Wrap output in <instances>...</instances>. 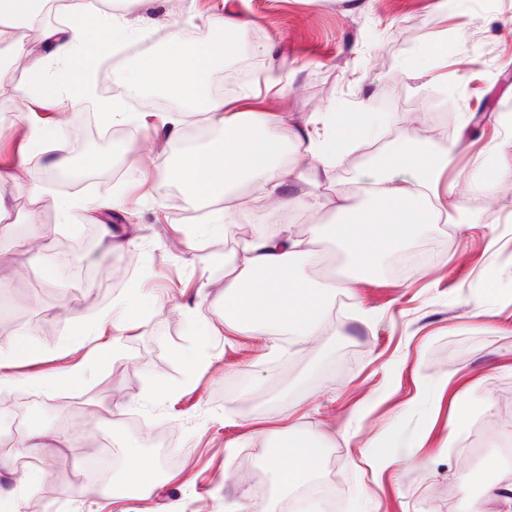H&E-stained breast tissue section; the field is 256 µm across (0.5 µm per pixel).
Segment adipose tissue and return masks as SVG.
Here are the masks:
<instances>
[{
	"label": "adipose tissue",
	"instance_id": "obj_1",
	"mask_svg": "<svg viewBox=\"0 0 512 512\" xmlns=\"http://www.w3.org/2000/svg\"><path fill=\"white\" fill-rule=\"evenodd\" d=\"M42 0H0V45L13 55L24 52L17 31L33 20ZM73 17L61 27L46 29L44 37L52 58L69 65L87 44H115L125 40L132 25L111 10H95L91 0H69ZM98 11L101 25L91 31L80 23L85 13ZM219 52L211 46H189L178 53V62L147 64L153 82L175 99L196 103L211 124L224 128L220 146H202L187 158H175L170 166L189 188L191 201L203 205L225 196L254 176H262L267 193L252 197L250 206L263 208L267 196H278L282 210L303 207L309 188L318 186V171L331 167L338 149H354L360 136L356 122L332 125L328 116L317 117V126L306 131L292 125L287 116L256 112L248 107H231L224 98L209 95L206 77L214 69ZM303 148L291 167L279 159L284 148ZM455 143H440L413 128L402 129L385 148L367 159L368 176L358 180L354 190L338 196L337 219L319 225L315 234L347 253L358 273L371 272L382 255L400 246L413 245L422 225L433 223L448 212L452 187L443 185L444 173L455 157ZM412 178L399 180L402 170ZM301 190L282 194L287 180ZM239 264L224 276L220 299L224 303L225 328L249 336L284 333L302 339L317 335L324 322L331 292H351L354 280L338 285L310 288L303 284L299 266L311 257L305 239L288 230L243 240L238 248ZM315 451L305 442L283 441L269 455L279 470L280 484L290 489L309 480L314 473ZM457 512H489L497 502L499 512H512V478L497 475L480 491L460 486Z\"/></svg>",
	"mask_w": 512,
	"mask_h": 512
}]
</instances>
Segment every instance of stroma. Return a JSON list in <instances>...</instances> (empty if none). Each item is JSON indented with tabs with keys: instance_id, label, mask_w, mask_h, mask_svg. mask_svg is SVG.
<instances>
[{
	"instance_id": "stroma-1",
	"label": "stroma",
	"mask_w": 512,
	"mask_h": 512,
	"mask_svg": "<svg viewBox=\"0 0 512 512\" xmlns=\"http://www.w3.org/2000/svg\"><path fill=\"white\" fill-rule=\"evenodd\" d=\"M112 11L140 21L95 70L99 98L133 117L111 125L113 143L77 149L52 119L75 93L43 38L61 23L54 7L19 31L25 59L44 62L50 97L21 107L15 74L0 77V168L23 160L43 170L41 142L54 138L80 153L87 172L73 191L44 178L34 190L0 191L9 222L0 235V351L19 378L0 395V419L19 422L23 439L33 428L56 430L72 412L83 418L66 444L0 447V506L39 512L50 501L54 512H112L80 496L77 479L88 441L103 432L114 453L134 447L161 462L149 497L123 489L126 512H224L232 499L243 512H282L290 497L260 451L290 432L337 448L323 462L338 487L334 512H455L458 461L473 429L485 428L492 443L512 432V0H470L466 13L448 15L433 0H369L362 9L352 0H153L145 8L118 0ZM227 11L254 18L253 50L241 37L227 42L212 95L245 96L247 106L288 113L298 127L317 113L364 121L318 202L289 212L296 236L310 238L332 218L337 196L398 128L466 145L448 172L463 210L421 237L439 244L430 261L394 274L386 253L351 295L331 297L321 334L304 340L224 328V257L236 251L240 226L274 231L272 211L243 213L227 232L214 231L178 175L158 181L170 158L223 142V128L153 90L149 78L131 89L112 82L113 71L173 54L172 33L186 45L214 41L208 19ZM443 43L447 63L410 72L419 52ZM246 53L256 76L225 90L227 70ZM153 107L181 116L178 138L142 123ZM132 136L158 145L150 161L122 152ZM115 195L127 206L96 213ZM463 220L477 229L460 234ZM103 222L116 233L108 257ZM42 235V252L26 248ZM112 309L140 316L141 327L113 337L99 325ZM159 434L170 440L163 456L145 445ZM378 445L397 456L381 473L371 466Z\"/></svg>"
}]
</instances>
